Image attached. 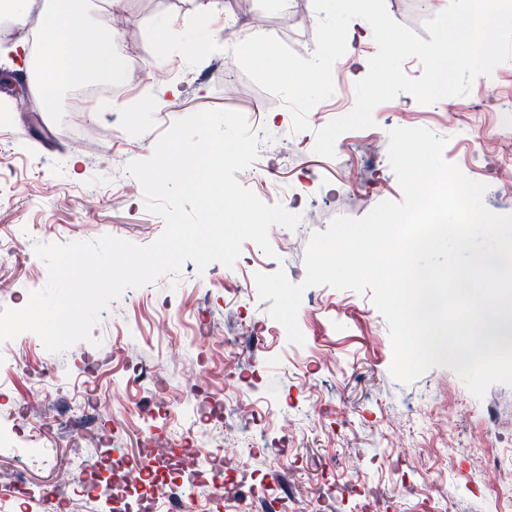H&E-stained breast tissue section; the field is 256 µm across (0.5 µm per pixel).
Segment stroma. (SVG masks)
Instances as JSON below:
<instances>
[{
	"mask_svg": "<svg viewBox=\"0 0 512 512\" xmlns=\"http://www.w3.org/2000/svg\"><path fill=\"white\" fill-rule=\"evenodd\" d=\"M199 0H122L126 25L112 41L121 64L138 61L141 73L121 103L99 97L74 105L67 91L38 112L15 109L0 122V311L23 308L43 289L48 271L33 247L45 226L68 243L114 235L139 245L165 230L162 216L147 211L143 189L126 165L150 157L159 138L178 119L206 109L241 112L250 126L263 125L278 147L237 172L238 183L257 197L269 188L287 194L295 228L272 226L266 255L245 242L234 267L218 263L197 270L186 262L179 276L126 291L109 305L92 331L62 353L48 352L32 332L0 341V365L21 354L26 371L0 375V476L32 441L51 448L47 465L25 466L35 496L52 492L59 471L75 458L95 463L139 457L146 440L195 435L200 456L243 448L257 480L271 485L281 512H315L319 496H331L336 512H362L369 494L377 512H504L498 481H512V386L492 385L473 395L445 367L403 383L391 372L389 326L371 291L328 286L307 289L298 312L304 344L288 340L261 299L255 273L284 270L290 281L305 276L310 236L343 215L359 218L379 202L402 201L388 160L389 129L422 127L446 139L443 156L468 177L485 183V206L512 214V61L486 81L503 101L500 112H461L453 97L419 103L402 93L377 106L375 127L348 131L335 155L314 153L315 132L349 113L355 85L366 71L360 57L377 52L372 35L329 54L332 33L349 29L348 18L326 0H303L284 14L277 0H219L207 16ZM450 0H385L390 16L416 33ZM261 18L291 74L322 72L321 84L293 92L260 65L253 38L234 48L232 80L224 78V19ZM168 38H161V31ZM207 51L195 57L189 43ZM172 73V91L158 95L154 70ZM141 112L126 131L125 111ZM239 333L227 346L224 334ZM205 365V385L195 409L183 396L192 385L184 372ZM162 375L172 405L155 417V389L140 370ZM53 398L54 421L38 412L15 420L17 402L36 381ZM110 403L117 417L106 425L85 399ZM221 406L223 422L209 420ZM105 430L109 444L88 441ZM287 456V467L277 465ZM430 482L419 496L395 494L405 482Z\"/></svg>",
	"mask_w": 512,
	"mask_h": 512,
	"instance_id": "35a3bbf8",
	"label": "stroma"
}]
</instances>
